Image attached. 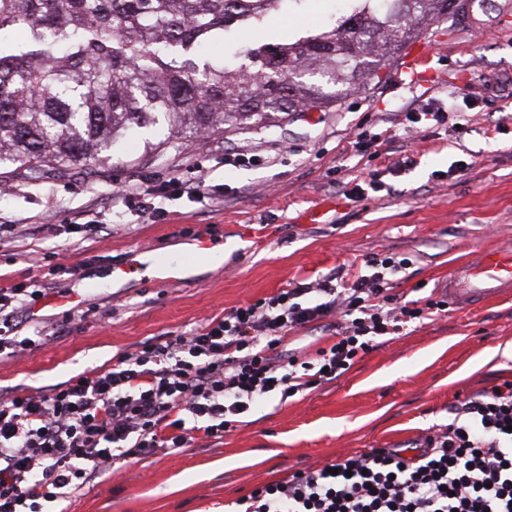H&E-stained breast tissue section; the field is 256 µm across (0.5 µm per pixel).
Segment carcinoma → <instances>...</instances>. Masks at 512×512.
I'll list each match as a JSON object with an SVG mask.
<instances>
[{
  "label": "carcinoma",
  "instance_id": "obj_1",
  "mask_svg": "<svg viewBox=\"0 0 512 512\" xmlns=\"http://www.w3.org/2000/svg\"><path fill=\"white\" fill-rule=\"evenodd\" d=\"M286 0H0V168L107 163L136 128L167 139L265 128L378 77L456 0H357L328 31L196 61L213 36L260 29ZM341 90H336V86Z\"/></svg>",
  "mask_w": 512,
  "mask_h": 512
}]
</instances>
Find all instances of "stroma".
<instances>
[{"label": "stroma", "instance_id": "35a3bbf8", "mask_svg": "<svg viewBox=\"0 0 512 512\" xmlns=\"http://www.w3.org/2000/svg\"><path fill=\"white\" fill-rule=\"evenodd\" d=\"M489 26L439 17L395 52L380 80L333 107L293 112L277 126L224 128L200 137L152 135L143 154L133 131L112 162L81 170L0 178V285L37 284L41 297L14 315L19 336L43 333L22 355L0 358V391L45 392L111 367L126 351L195 327L365 256L408 257L398 293L441 300V280L476 247H512V0H486ZM453 101L463 128L402 132L396 115ZM402 140L357 158L355 140L385 131ZM204 178L209 198L175 195L167 223L136 215L114 187ZM377 189H370V182ZM324 209L320 223L306 211ZM85 211L97 233L76 226ZM224 243V263L195 262L176 279L132 274L108 288L96 277L140 251L178 254L194 240ZM80 277L51 275L57 263ZM79 294V305L59 300ZM512 296L476 309L449 305L414 321L336 380L256 406L223 439L159 450L103 474L67 501V512H235L258 486L374 448H411L446 424L448 407L512 381Z\"/></svg>", "mask_w": 512, "mask_h": 512}]
</instances>
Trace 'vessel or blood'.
Instances as JSON below:
<instances>
[{
	"mask_svg": "<svg viewBox=\"0 0 512 512\" xmlns=\"http://www.w3.org/2000/svg\"><path fill=\"white\" fill-rule=\"evenodd\" d=\"M158 273H181L186 262L169 257L162 262L132 261L129 268L112 269V280H122L127 273L146 270ZM512 291V249L477 250L457 263L448 278L447 294L450 300L465 307H479L488 301Z\"/></svg>",
	"mask_w": 512,
	"mask_h": 512,
	"instance_id": "1",
	"label": "vessel or blood"
}]
</instances>
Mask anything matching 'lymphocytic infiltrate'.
Segmentation results:
<instances>
[{
    "instance_id": "f902f5d3",
    "label": "lymphocytic infiltrate",
    "mask_w": 512,
    "mask_h": 512,
    "mask_svg": "<svg viewBox=\"0 0 512 512\" xmlns=\"http://www.w3.org/2000/svg\"><path fill=\"white\" fill-rule=\"evenodd\" d=\"M172 189L191 197L204 193L205 182L146 179L115 194L161 220L159 201ZM409 263L374 253L362 270L335 269L232 308L49 391L1 392L0 512H44L115 459L223 437L252 403L272 394L285 400L341 376L380 338L441 309L431 298L404 301L395 293ZM40 296L24 283L0 289V351L33 346L17 338L12 313ZM320 323L332 331L331 345L310 358L285 350L290 333ZM451 413L414 452L374 448L337 461L334 474L296 471L253 490L244 512H512V382Z\"/></svg>"
}]
</instances>
